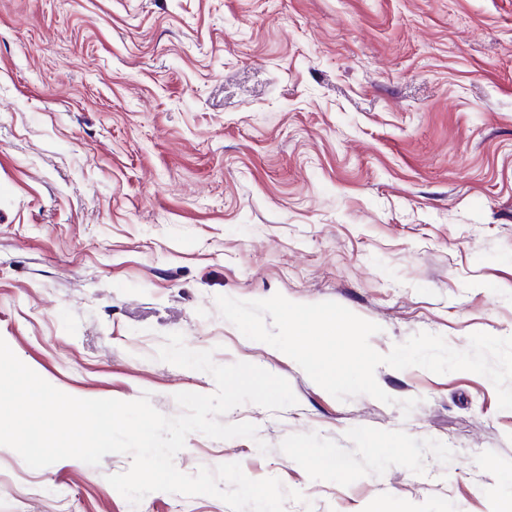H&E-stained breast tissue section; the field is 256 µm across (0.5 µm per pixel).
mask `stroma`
I'll list each match as a JSON object with an SVG mask.
<instances>
[{
    "label": "stroma",
    "instance_id": "stroma-1",
    "mask_svg": "<svg viewBox=\"0 0 512 512\" xmlns=\"http://www.w3.org/2000/svg\"><path fill=\"white\" fill-rule=\"evenodd\" d=\"M332 301L458 350L512 337V0H0V338L60 391L180 414L208 373L167 334L285 378L296 405L222 415L183 473L236 462L284 512H506L512 410L477 373L380 365L340 401L247 339L220 295ZM417 404L404 413L400 403ZM268 452H260L259 443ZM132 458L28 467L0 512H230L107 481Z\"/></svg>",
    "mask_w": 512,
    "mask_h": 512
}]
</instances>
